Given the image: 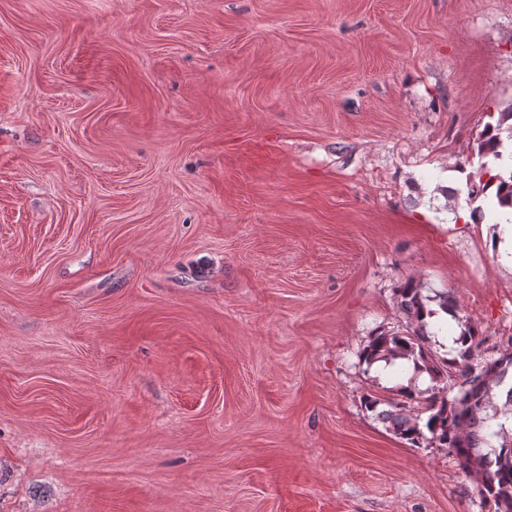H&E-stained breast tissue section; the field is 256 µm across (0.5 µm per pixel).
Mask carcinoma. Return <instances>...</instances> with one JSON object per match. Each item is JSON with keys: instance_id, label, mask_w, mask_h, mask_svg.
Instances as JSON below:
<instances>
[{"instance_id": "obj_1", "label": "carcinoma", "mask_w": 512, "mask_h": 512, "mask_svg": "<svg viewBox=\"0 0 512 512\" xmlns=\"http://www.w3.org/2000/svg\"><path fill=\"white\" fill-rule=\"evenodd\" d=\"M512 140V107L499 113L496 125H487L478 142L482 157L503 159L500 148L504 139ZM510 163L496 170L482 163L468 176V197L488 198L487 189L497 182V205L487 208L490 223H499L496 207L512 209V153ZM435 302L453 320H460L455 299L446 291L432 296L413 282L398 289V304L409 319L411 330L381 332L372 337L361 352L362 361L372 366L377 360L392 364L407 361L416 371H424L434 383L450 374L447 396L435 391L425 399L421 411L414 414L406 402L369 395L366 410L374 413L386 427L419 448H448L458 466L474 484V491L489 512H512V430L493 424L501 415H512V344L496 358H479L483 338L471 326L464 327L453 342L460 344L456 354L441 357L432 351L431 339L448 328V322L430 324L426 318L435 314L428 303Z\"/></svg>"}]
</instances>
